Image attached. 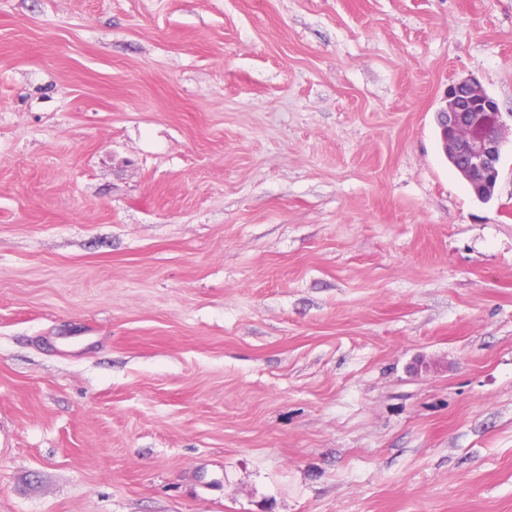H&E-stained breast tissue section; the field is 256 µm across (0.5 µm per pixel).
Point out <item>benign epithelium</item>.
<instances>
[{"mask_svg":"<svg viewBox=\"0 0 512 512\" xmlns=\"http://www.w3.org/2000/svg\"><path fill=\"white\" fill-rule=\"evenodd\" d=\"M444 102L437 112L444 153L452 154L462 175L478 191L499 175L502 113L495 99L468 77L448 88Z\"/></svg>","mask_w":512,"mask_h":512,"instance_id":"7a95c632","label":"benign epithelium"}]
</instances>
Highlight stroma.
Returning <instances> with one entry per match:
<instances>
[{
    "mask_svg": "<svg viewBox=\"0 0 512 512\" xmlns=\"http://www.w3.org/2000/svg\"><path fill=\"white\" fill-rule=\"evenodd\" d=\"M0 512H512V0H0ZM474 82L461 78L448 88L437 123L444 153L452 154L462 175L478 191L494 175L499 177L504 122L495 99Z\"/></svg>",
    "mask_w": 512,
    "mask_h": 512,
    "instance_id": "35a3bbf8",
    "label": "stroma"
}]
</instances>
